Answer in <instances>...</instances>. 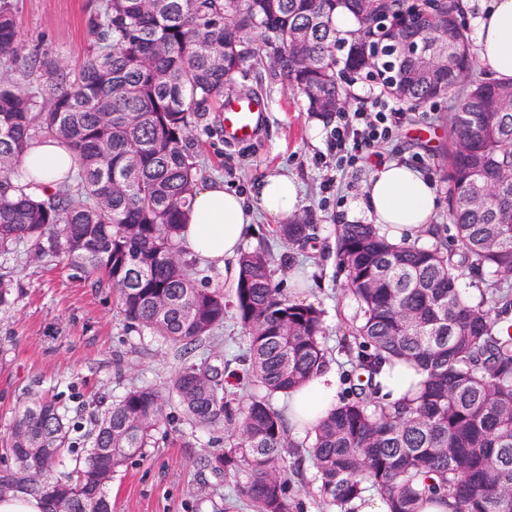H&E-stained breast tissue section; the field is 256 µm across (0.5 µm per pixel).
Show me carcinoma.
<instances>
[{"instance_id":"cac0c4a2","label":"carcinoma","mask_w":512,"mask_h":512,"mask_svg":"<svg viewBox=\"0 0 512 512\" xmlns=\"http://www.w3.org/2000/svg\"><path fill=\"white\" fill-rule=\"evenodd\" d=\"M17 0H0V254L22 245L45 262L94 276L118 296L126 331L158 336L184 358L162 388L134 385L89 417L91 447H76L55 401H34L0 435V496L27 491L46 512H112L107 487L151 446L176 400L190 428L224 431L207 459L244 475L256 512H293L299 464L286 418L271 403L329 362L323 312L274 281L273 259L246 251L231 301L198 282L180 245L182 218L204 169L193 130L232 98L238 79L264 71L329 120L347 105L345 75L368 72L369 48L395 30L433 47L435 60L380 61L384 92L413 110L448 113V220L434 245L394 244L375 224H344L336 262L360 308L340 350L365 384H351L306 446L319 497L340 512L370 489L390 512H421L440 496L449 512H512V81H474L460 0H90L93 43L76 78L38 53L22 57ZM352 17L342 32L336 16ZM388 18L389 29L374 25ZM51 137L74 151L77 172L44 196L17 192L27 143ZM308 218L273 224L288 248L316 234ZM467 272L479 298L459 291ZM0 275V310L14 303ZM232 314L244 330L246 396L224 389V356H189ZM404 361L424 375L414 397L388 402L376 382ZM74 471L58 475L64 452Z\"/></svg>"}]
</instances>
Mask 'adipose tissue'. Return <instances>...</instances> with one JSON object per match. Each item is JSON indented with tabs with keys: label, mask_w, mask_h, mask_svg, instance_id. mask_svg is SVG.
Returning a JSON list of instances; mask_svg holds the SVG:
<instances>
[{
	"label": "adipose tissue",
	"mask_w": 512,
	"mask_h": 512,
	"mask_svg": "<svg viewBox=\"0 0 512 512\" xmlns=\"http://www.w3.org/2000/svg\"><path fill=\"white\" fill-rule=\"evenodd\" d=\"M477 54L493 77L512 80V0H493L475 20ZM75 168L72 149L54 140H34L25 149L16 175L20 184L53 190ZM301 206L299 184L285 173L259 179L250 196L226 190L223 181L200 180L180 238L187 255L214 267L225 277L238 279L239 261L259 218L281 222ZM437 207L432 181L411 163L389 159L373 167L364 196L353 210L378 225L394 243H411L430 225ZM341 380L328 366L286 401L285 415L292 432L314 431L339 401Z\"/></svg>",
	"instance_id": "obj_1"
}]
</instances>
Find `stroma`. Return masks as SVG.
I'll use <instances>...</instances> for the list:
<instances>
[{
    "label": "stroma",
    "mask_w": 512,
    "mask_h": 512,
    "mask_svg": "<svg viewBox=\"0 0 512 512\" xmlns=\"http://www.w3.org/2000/svg\"><path fill=\"white\" fill-rule=\"evenodd\" d=\"M88 0H19L16 24L25 49L40 52L77 71L92 42L86 25ZM265 105L256 137L246 143L226 141L223 115L207 113L194 131L206 177H219L226 188L248 194L267 173L285 171L302 185L300 215L311 216L316 238L299 256V272L309 288L297 290L284 263L287 250L267 235L268 219H259L254 242H266L274 258L275 281L294 301L323 312L324 343L334 352L341 374L351 365L337 352L345 328L358 312L356 301L342 291L345 275L336 265L338 225L350 205L364 195L372 160L337 166L330 149L331 124L317 122L288 84L270 77L244 79ZM382 151L412 163L434 183L439 205L435 223L448 221V115L411 113ZM11 273L15 302L0 311V433L15 411L38 398H56L68 416H90L111 404L127 387L163 384L179 368L176 350L161 338L138 337L125 330L116 294L95 289L83 272L35 260L25 247L0 255V273ZM216 341L229 363L224 384L242 390L244 336L234 317H226ZM178 417L156 433V444L114 474L107 489L112 512H253L239 495L234 477L217 478L205 457L219 451L203 430L190 435V447L170 443L169 433L184 431ZM301 458V457H300ZM317 470L301 458L289 494L293 512H331L317 494Z\"/></svg>",
    "instance_id": "35a3bbf8"
}]
</instances>
